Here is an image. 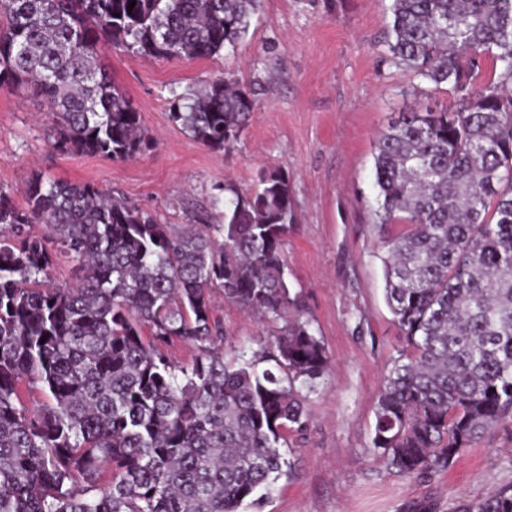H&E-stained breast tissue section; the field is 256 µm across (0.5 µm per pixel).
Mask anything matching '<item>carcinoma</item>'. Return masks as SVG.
I'll return each instance as SVG.
<instances>
[{
  "label": "carcinoma",
  "mask_w": 512,
  "mask_h": 512,
  "mask_svg": "<svg viewBox=\"0 0 512 512\" xmlns=\"http://www.w3.org/2000/svg\"><path fill=\"white\" fill-rule=\"evenodd\" d=\"M258 4L0 0V85L39 91L58 151L127 160L150 136L102 45L233 53ZM388 10L385 62L452 97L399 114L372 153L374 223L407 226L385 241L384 277L409 350L384 377L371 445L414 475L512 418V0ZM253 109L216 79L170 117L224 151ZM24 197L0 193V512H239L272 489L286 433L306 422L303 391L329 364L288 283V173L262 170L246 193L224 184L221 223L183 229L92 184L33 175ZM60 253L79 269L69 286L51 285ZM218 292L276 325L271 365L224 359ZM175 340L197 350L190 364L168 359ZM24 384L38 385L37 407ZM463 512H512V486Z\"/></svg>",
  "instance_id": "carcinoma-1"
}]
</instances>
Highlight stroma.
<instances>
[{"mask_svg": "<svg viewBox=\"0 0 512 512\" xmlns=\"http://www.w3.org/2000/svg\"><path fill=\"white\" fill-rule=\"evenodd\" d=\"M386 0H260L246 40L232 54L197 60L143 56L104 45L100 61L152 138L124 161L53 150L44 98L0 86V192L23 205L35 173L92 184L153 215L194 224L225 183L251 190L260 170L284 167L298 222L284 253L329 356L306 398V425L289 432L288 462L267 498L240 512H461L512 485V419L464 449L445 470L407 476L372 452L383 378L405 351L384 295V236L372 222V151L398 113L423 101L410 72L383 65ZM217 78L250 92L254 110L234 147L213 151L170 118L174 97L190 104ZM226 352H271L258 315L214 298Z\"/></svg>", "mask_w": 512, "mask_h": 512, "instance_id": "1", "label": "stroma"}]
</instances>
